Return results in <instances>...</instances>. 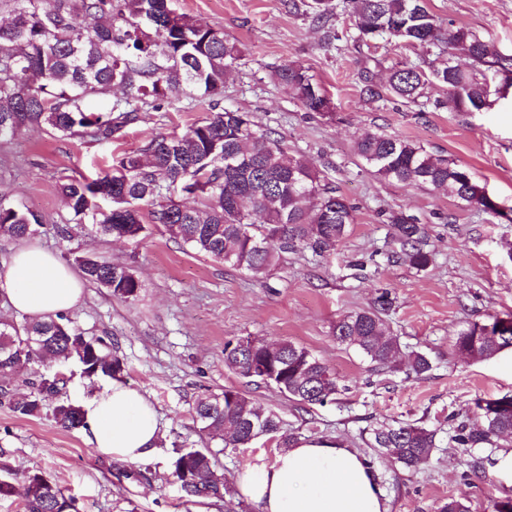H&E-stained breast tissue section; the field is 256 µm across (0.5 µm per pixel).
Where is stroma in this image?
<instances>
[{
    "label": "stroma",
    "mask_w": 512,
    "mask_h": 512,
    "mask_svg": "<svg viewBox=\"0 0 512 512\" xmlns=\"http://www.w3.org/2000/svg\"><path fill=\"white\" fill-rule=\"evenodd\" d=\"M320 23L289 12L283 0H172L177 12L219 28L240 49L224 85L222 106L253 113L290 156L312 159L353 206L346 238L324 256L288 254L253 276L197 254L152 227L140 243L118 242L95 225L70 222L56 190L62 175L96 177L125 151L160 133H185L205 115V105L175 100L145 111L107 143L63 139L44 130L0 143V192L44 224L33 241L60 261L95 252L130 265L143 283L139 297L122 301L85 285L69 315L86 337L111 343L125 362V383L155 405L162 438L145 459L125 462L99 454L84 432L55 425L50 408L30 417L0 404V461L15 471H40L81 512H261L242 495L232 500L188 499L171 473L174 446L218 451V470L229 479L256 457L273 460L280 448L266 435L240 448H223L198 432V398L234 388L275 413L303 439H332L372 462L388 512H438L448 498L468 501L472 512H495L512 495L511 448H462L451 439L454 418L465 417L475 397L512 394V351L472 362L453 339L472 322L512 312V92L484 112H451L445 88L427 89L425 108L399 102L365 103L361 70L383 78L391 67L427 69L445 53L391 39H356L345 0ZM440 20L471 28L512 59V0H427ZM336 40H329V33ZM289 60L308 68L333 109L305 111L271 73ZM383 132L418 142L429 153L471 169L498 203L493 215L460 207L446 192L378 179L356 155L354 140ZM401 211L425 224L434 260L420 271L395 257L386 222ZM68 225V236L55 228ZM395 297L387 318L403 351L420 350L433 361L419 377L375 367L358 351L337 343L332 328L349 312L368 307L379 289ZM289 340L308 349L336 374L335 402L299 409L275 388L249 382L224 366L227 340ZM420 422L436 429L437 446L416 470L392 465L366 445L367 426Z\"/></svg>",
    "instance_id": "35a3bbf8"
}]
</instances>
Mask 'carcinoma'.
Listing matches in <instances>:
<instances>
[{
    "label": "carcinoma",
    "mask_w": 512,
    "mask_h": 512,
    "mask_svg": "<svg viewBox=\"0 0 512 512\" xmlns=\"http://www.w3.org/2000/svg\"><path fill=\"white\" fill-rule=\"evenodd\" d=\"M350 2L361 42L387 36L448 50L442 66L426 71L399 65L383 83L363 67L366 101L388 94L419 107L429 85L438 83L448 87V111L482 112L497 102L489 71L505 73L504 86H512V69L490 42L466 26L443 24L425 0ZM285 6L290 11L303 6L320 22L330 15L329 0H285ZM4 12L9 21L0 23V141L26 129H46L60 138L109 142L143 110L158 112L180 97L210 102L209 113L186 133L152 138L125 152L97 179L60 177L57 190L76 223L87 221L103 235L137 243L148 232L146 206L150 222L170 238L254 275L284 254L320 256L347 235L353 207L315 163L285 156L281 141L261 129L252 113L219 107L240 56L221 30L176 12L170 0H0ZM79 18L98 23L82 27ZM457 54L469 58V69L455 65ZM271 79L306 111H332L325 89L302 64L284 63ZM355 151L382 180L441 189L462 206L497 213L485 186L468 169L413 141L366 133L356 139ZM388 224L400 254L413 268L427 269L432 253L426 225L402 212L391 213ZM42 225L41 216L0 194L1 235L27 239ZM75 264L84 280L120 300H136L143 288L132 268L105 256L85 252ZM393 302L390 290L381 291L372 305L336 321L333 335L378 368L426 375L433 369L429 356L403 352L398 338L386 332L384 316ZM245 342L224 344V365L239 376L276 388L302 408L332 402L341 393L336 374L306 348L288 340L271 349L259 340ZM454 348L473 361L512 350V315L468 324ZM70 362L90 380H120L126 372L110 344L85 337L66 313L19 323L0 318V378H20L27 387L19 394L0 388V398L14 413L35 416L50 401L58 427L85 428L79 403L63 397L69 381L63 367ZM254 362L269 367V381L251 374ZM470 411L476 424L455 427L452 440L458 445L498 448L502 441L512 442V395L477 398ZM194 412L199 431L220 437L226 448L276 433L281 448L297 441L294 432L281 431L276 415L263 413L236 389L197 399ZM363 433L376 453L408 470L419 469L436 448L437 431L422 424H382ZM217 463L210 448H176L170 465L186 496L223 498L232 495L233 482L217 473ZM22 482L25 512H79L76 499L43 473H24Z\"/></svg>",
    "instance_id": "carcinoma-1"
}]
</instances>
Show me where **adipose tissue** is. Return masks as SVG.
<instances>
[{
  "instance_id": "1",
  "label": "adipose tissue",
  "mask_w": 512,
  "mask_h": 512,
  "mask_svg": "<svg viewBox=\"0 0 512 512\" xmlns=\"http://www.w3.org/2000/svg\"><path fill=\"white\" fill-rule=\"evenodd\" d=\"M82 298L76 274L36 244L19 247L0 273V299L33 318L71 310ZM82 408L86 440L100 454L138 461L161 437L153 403L122 381L88 396ZM238 488L262 512H387L377 472L333 440H300L273 461L256 460L239 475Z\"/></svg>"
}]
</instances>
